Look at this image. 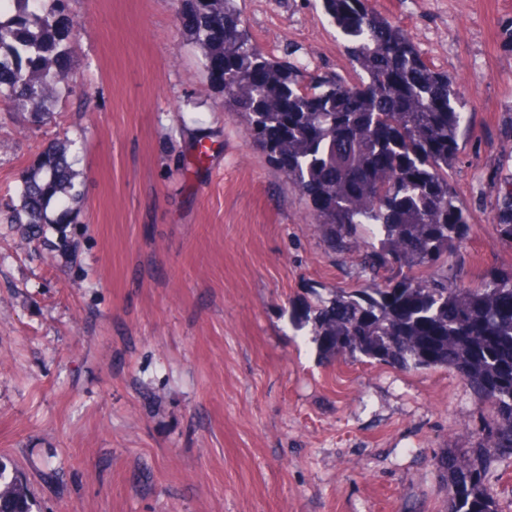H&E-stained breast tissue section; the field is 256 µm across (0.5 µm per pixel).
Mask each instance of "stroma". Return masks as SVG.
<instances>
[{
  "instance_id": "stroma-1",
  "label": "stroma",
  "mask_w": 512,
  "mask_h": 512,
  "mask_svg": "<svg viewBox=\"0 0 512 512\" xmlns=\"http://www.w3.org/2000/svg\"><path fill=\"white\" fill-rule=\"evenodd\" d=\"M455 82L450 173L470 281L512 270L491 217L512 167V0H369ZM269 57L348 75L321 0H238ZM77 83L28 124L0 97V212L74 141L72 223L0 219V459L32 512H447L435 457L492 417L448 368L322 358L316 295L358 288L244 132L176 0H70ZM66 249H55L58 237Z\"/></svg>"
}]
</instances>
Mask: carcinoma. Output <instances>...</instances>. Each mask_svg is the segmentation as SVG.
I'll return each instance as SVG.
<instances>
[{
  "label": "carcinoma",
  "mask_w": 512,
  "mask_h": 512,
  "mask_svg": "<svg viewBox=\"0 0 512 512\" xmlns=\"http://www.w3.org/2000/svg\"><path fill=\"white\" fill-rule=\"evenodd\" d=\"M224 110L272 163L287 156L288 184L339 252H350L361 287L318 297L313 341L323 357L446 367L495 410L476 425V459L449 455L438 468L448 512H498L485 461L512 457V270L475 285L449 274L466 220L448 181L471 116L448 74L429 65L407 31L367 0H322L345 42L356 79L274 61L257 47L237 0H180ZM75 23L69 0H0V96L40 124L69 81ZM70 143L43 149L28 167L12 222L30 240L78 214ZM492 221L512 242V173L496 184ZM0 512H29L27 488L0 462Z\"/></svg>",
  "instance_id": "obj_1"
}]
</instances>
